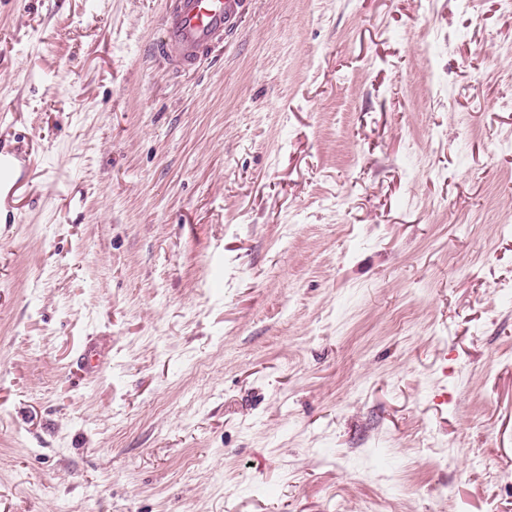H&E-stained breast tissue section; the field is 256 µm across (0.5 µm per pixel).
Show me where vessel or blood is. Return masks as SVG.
I'll list each match as a JSON object with an SVG mask.
<instances>
[{"instance_id":"obj_1","label":"vessel or blood","mask_w":512,"mask_h":512,"mask_svg":"<svg viewBox=\"0 0 512 512\" xmlns=\"http://www.w3.org/2000/svg\"><path fill=\"white\" fill-rule=\"evenodd\" d=\"M241 6V0H170L161 20L162 35L154 47L156 56L173 72L193 69L223 42ZM25 159L21 146L0 140V187L14 191L24 187L18 169Z\"/></svg>"}]
</instances>
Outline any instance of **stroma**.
<instances>
[{"label": "stroma", "mask_w": 512, "mask_h": 512, "mask_svg": "<svg viewBox=\"0 0 512 512\" xmlns=\"http://www.w3.org/2000/svg\"><path fill=\"white\" fill-rule=\"evenodd\" d=\"M165 2L0 0V512H512V13ZM242 0H170L161 20L157 57L180 73L191 70L211 48L223 42ZM26 162V153L17 143L0 140V188L10 187V191L20 188L29 190V183L18 175L21 162Z\"/></svg>", "instance_id": "stroma-1"}]
</instances>
